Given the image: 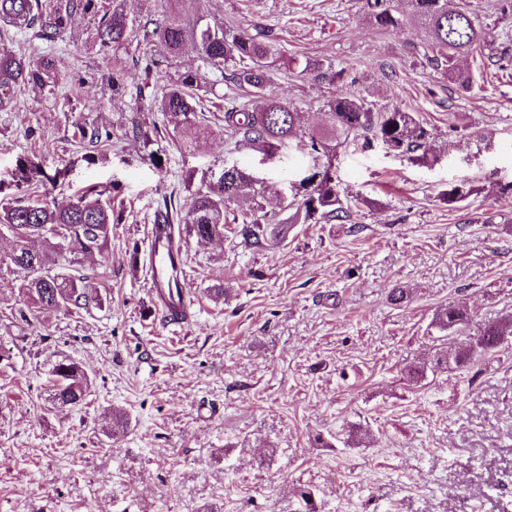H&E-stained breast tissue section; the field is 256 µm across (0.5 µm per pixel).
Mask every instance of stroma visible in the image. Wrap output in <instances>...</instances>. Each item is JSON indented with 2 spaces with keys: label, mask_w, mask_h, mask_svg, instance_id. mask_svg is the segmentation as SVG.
Instances as JSON below:
<instances>
[{
  "label": "stroma",
  "mask_w": 512,
  "mask_h": 512,
  "mask_svg": "<svg viewBox=\"0 0 512 512\" xmlns=\"http://www.w3.org/2000/svg\"><path fill=\"white\" fill-rule=\"evenodd\" d=\"M487 45L457 67L463 87L430 61L423 26L375 25L365 0H175L209 23L271 33L279 59L272 93L320 126L336 88L377 106L416 112L437 161L415 163L381 145L339 151L336 179L357 207L343 221L290 224L284 197L307 175V154L268 161L224 131V114L247 96L208 74L213 117L192 152L173 131L148 159L133 120L160 115L139 92L147 61L172 75L199 67L193 43L169 57L143 37L161 0H124L136 21L121 49L102 48L96 21L78 14L47 43L9 33L32 63L53 59V93L17 87L0 110V200L17 196L20 163L60 173L35 198L69 203L89 187L111 193L122 216L101 255L80 273L102 305L22 320L0 267V512H512V339L464 368L431 371L440 351L433 321L466 306V338L512 318V19L498 0H464ZM124 87L113 92L112 59ZM344 73L314 81L306 61ZM109 142L78 141L76 125ZM264 181L265 207L281 223L265 245L183 238L192 319L167 327L152 309L139 259L162 197L189 199L225 166ZM475 192L448 205L450 186ZM408 299L393 304L392 288ZM80 363L90 384L81 407L49 402V371ZM423 365L424 378H407Z\"/></svg>",
  "instance_id": "1"
}]
</instances>
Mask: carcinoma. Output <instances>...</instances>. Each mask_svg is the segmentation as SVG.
<instances>
[{
    "mask_svg": "<svg viewBox=\"0 0 512 512\" xmlns=\"http://www.w3.org/2000/svg\"><path fill=\"white\" fill-rule=\"evenodd\" d=\"M407 2L412 16L421 22L431 39L436 56L448 64V75L461 79L455 61L476 51L485 41L486 33L460 4L451 5L449 0ZM366 5L378 27H396L401 23L391 0H366ZM77 12L98 17L95 36L105 48L123 45L135 27V19L121 6V0H112L110 10L101 9L98 0H53L46 12L40 11L38 0H0V25L32 29L40 40L53 42L65 32ZM149 37L170 57L178 56L190 40L198 47L204 66L221 73L224 67L232 66L224 80L248 90L252 104L224 113V132L230 137L242 138L269 158L288 146L313 159V172L292 185L294 194L288 202V209L292 210L288 216L290 224H321L348 213L350 206L344 204L332 170V160L342 148L369 146L377 141L388 152L411 161H426L434 156L431 134L415 113L399 107L376 109L365 97L342 89L336 90L327 102L322 126L304 130L301 113L269 90L270 68L274 63L272 45L268 31L260 26L250 34L232 26L203 23L199 18L190 20L179 11H170L155 23ZM304 71L314 80L331 85L343 75L332 64L319 60L306 61ZM57 79L53 60L33 65L0 44L1 110L9 107L18 86L31 85L42 90ZM149 88L161 89L155 105L162 114L164 129L179 133L182 147L193 149L196 140L205 133L197 123L196 96L207 91L206 72L197 68L164 80L148 64L140 90ZM38 173L56 184L58 175L44 174L37 163L29 161L14 174L16 188ZM263 196L264 187L258 181L232 167L224 170L207 191L191 194L184 213L166 205L157 211V219L160 224H183L186 232L200 242H207L224 238V224L231 214L243 240L261 246L272 236L271 226L276 221V215L268 213L260 203ZM232 204L237 210L230 209ZM120 221L112 210V198L94 189L64 207L25 196L1 203L0 233L11 236L13 247L6 258H0V264L21 271L15 288L27 309L68 311L99 302V297L89 295L86 277L65 270L60 260L68 255L91 258L102 253L112 225ZM469 321L467 313L453 304L439 311L435 319L440 331L459 334L466 330ZM509 337L511 318L488 323L479 332L476 349L453 352L455 363L464 367L476 357L496 351ZM87 388V375L78 363L62 360L53 365L50 399L54 407L66 410L81 406Z\"/></svg>",
    "mask_w": 512,
    "mask_h": 512,
    "instance_id": "cac0c4a2",
    "label": "carcinoma"
}]
</instances>
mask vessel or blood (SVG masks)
Instances as JSON below:
<instances>
[{
	"instance_id": "vessel-or-blood-1",
	"label": "vessel or blood",
	"mask_w": 512,
	"mask_h": 512,
	"mask_svg": "<svg viewBox=\"0 0 512 512\" xmlns=\"http://www.w3.org/2000/svg\"><path fill=\"white\" fill-rule=\"evenodd\" d=\"M149 295L155 313L168 326L181 328L191 320L188 289L178 271L182 251L168 241L158 226H151L147 241Z\"/></svg>"
}]
</instances>
